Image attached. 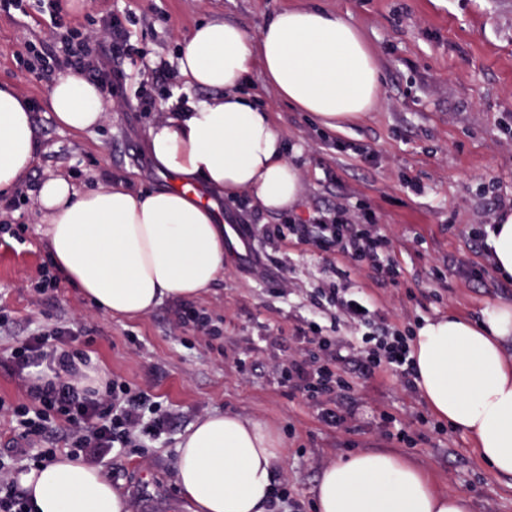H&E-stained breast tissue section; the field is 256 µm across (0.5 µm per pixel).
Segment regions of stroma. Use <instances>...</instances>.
I'll return each mask as SVG.
<instances>
[{
    "mask_svg": "<svg viewBox=\"0 0 512 512\" xmlns=\"http://www.w3.org/2000/svg\"><path fill=\"white\" fill-rule=\"evenodd\" d=\"M70 25L98 29L112 10L130 13L133 54L112 60L127 78L120 95L138 102L150 93L151 112L108 109L93 132L59 127L44 106L51 77L29 71L27 46L58 38L36 4L26 12L0 13V84L34 102L38 143L27 178L13 193L9 219L18 236L0 234V349L22 341L39 325L77 330L75 348L86 351L102 382L121 377L151 385L176 417L165 440L131 449L112 478L116 492L148 496L149 512H191L174 480L178 442L203 416L235 413L267 423L285 444L286 462L274 478H286L291 501L314 512L312 490L325 466L349 454L389 448L423 467L444 491L466 493L473 512H512V478L492 476L466 435L438 423L420 392L399 376L349 375L356 416L348 430L319 419L318 406L292 391L275 362L284 360L303 318L317 314L325 334L348 336L333 311L318 312L314 296L325 283L363 296L400 330L448 312L480 319L493 304L512 303V279L482 274L487 252L476 232L512 209V0H77ZM315 6L342 16L362 32L381 72L373 112L342 132L322 129L309 115L281 100L260 72L246 86L266 108L290 145L302 196L291 214L266 213L243 200L214 197L217 223L238 224L254 243L285 265L287 291L278 277H250L240 268L242 248L225 244L224 274L197 307L220 319L224 345L216 347L178 326L166 300L149 314L121 320L101 312L78 289L60 282L41 295L33 285L51 256L34 196L49 173L78 188L118 186L133 192L170 188L154 167L148 129L169 116L179 99L202 98L176 73L177 52L199 23L218 18L257 35L277 10ZM174 74L154 84L156 65ZM339 203L374 211L392 239L396 284L373 282L356 262L284 236L265 243L266 224L309 220L317 209ZM442 279H435L434 269ZM87 334H80V327ZM252 366L240 374L238 361ZM407 441H398V432ZM290 501V503H291ZM290 503L279 512H293Z\"/></svg>",
    "mask_w": 512,
    "mask_h": 512,
    "instance_id": "obj_1",
    "label": "stroma"
}]
</instances>
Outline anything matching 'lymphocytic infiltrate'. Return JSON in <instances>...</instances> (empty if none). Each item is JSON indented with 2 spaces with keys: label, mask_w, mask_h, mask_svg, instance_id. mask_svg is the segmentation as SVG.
<instances>
[{
  "label": "lymphocytic infiltrate",
  "mask_w": 512,
  "mask_h": 512,
  "mask_svg": "<svg viewBox=\"0 0 512 512\" xmlns=\"http://www.w3.org/2000/svg\"><path fill=\"white\" fill-rule=\"evenodd\" d=\"M46 2L51 23L62 34L56 46L29 44L33 67L45 73L61 68L85 73L108 93H115L122 74L112 69L111 58L131 52V15L115 11L101 29L83 31L67 26L61 0ZM287 230L299 240L365 266L373 280L387 282L398 275L387 258L391 240L372 212L353 214L340 206L335 212L318 214L312 223L289 224ZM318 294L355 329V336L348 340L328 336L316 320H306L298 329L296 348L277 370L291 388L321 406L327 425L340 429L350 416L345 408L350 389L347 372L371 377L388 368L398 372L405 385H412V337L391 329L367 300L336 283ZM73 339L71 328L41 327L7 348L0 360L25 392L24 400L17 403L0 400V416L9 419L12 432L8 446L0 448V512H35L31 496L18 485L15 462L24 459L39 468L53 463L58 436H65L70 457L100 465L172 430L171 412L149 390L119 377L101 389L90 385L86 371L92 359L73 348Z\"/></svg>",
  "instance_id": "lymphocytic-infiltrate-1"
}]
</instances>
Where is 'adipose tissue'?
Listing matches in <instances>:
<instances>
[{"instance_id": "obj_1", "label": "adipose tissue", "mask_w": 512, "mask_h": 512, "mask_svg": "<svg viewBox=\"0 0 512 512\" xmlns=\"http://www.w3.org/2000/svg\"><path fill=\"white\" fill-rule=\"evenodd\" d=\"M178 70L206 90L149 129L154 166L175 188L133 193L121 187L76 189L49 174L37 200L46 245L64 279L115 318L148 314L163 300L194 299L224 273V233L211 193L248 197L269 213L296 206L302 187L287 144L269 112L244 87L262 71L279 96L341 132L373 110L380 70L360 32L314 7L279 10L249 36L219 19L185 39ZM47 105L56 123L86 132L104 118L95 84L55 78ZM32 112L13 87L0 86V197H10L36 154ZM497 274L512 279V210L486 229ZM512 304L498 303L473 321L456 313L427 319L411 343L416 384L431 414L470 437L488 471L512 477ZM175 482L197 512H267L272 472L286 458L268 425L234 413L199 419L178 444ZM38 512H125L99 469L60 457L20 474ZM315 512H471L467 494L443 492L404 456L359 452L326 466L313 489Z\"/></svg>"}]
</instances>
